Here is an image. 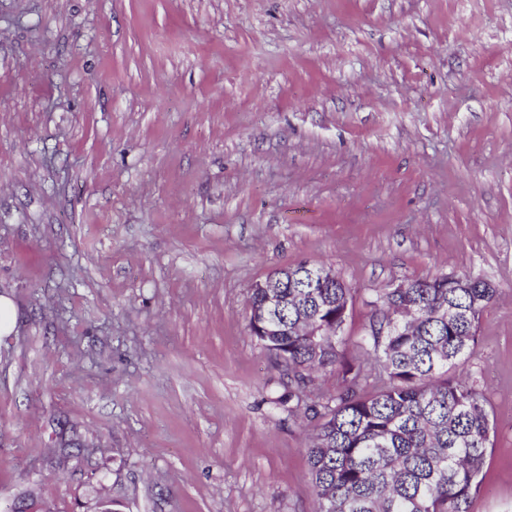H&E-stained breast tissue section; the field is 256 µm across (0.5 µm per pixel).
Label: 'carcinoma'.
Instances as JSON below:
<instances>
[{
    "label": "carcinoma",
    "instance_id": "1",
    "mask_svg": "<svg viewBox=\"0 0 512 512\" xmlns=\"http://www.w3.org/2000/svg\"><path fill=\"white\" fill-rule=\"evenodd\" d=\"M319 269L299 263L271 273L274 288L249 289L248 322L250 335L298 383L275 403L316 420L306 448L316 512H469L491 447L490 401L450 372L473 354L497 289L455 272L392 280L368 302L360 348L383 379L364 394L369 375L343 336L352 288L340 277L310 287ZM273 291L279 302L271 313ZM439 309L448 319L433 317ZM314 324L336 335H308ZM327 370L341 375L343 389L307 403L302 386Z\"/></svg>",
    "mask_w": 512,
    "mask_h": 512
}]
</instances>
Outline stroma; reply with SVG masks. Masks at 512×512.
I'll list each match as a JSON object with an SVG mask.
<instances>
[{"instance_id": "35a3bbf8", "label": "stroma", "mask_w": 512, "mask_h": 512, "mask_svg": "<svg viewBox=\"0 0 512 512\" xmlns=\"http://www.w3.org/2000/svg\"><path fill=\"white\" fill-rule=\"evenodd\" d=\"M303 261L351 348L396 278L496 286L458 372L512 512V0H0V512H314L248 331Z\"/></svg>"}]
</instances>
